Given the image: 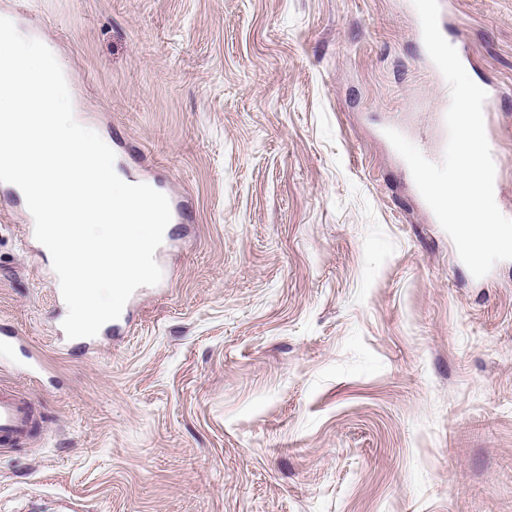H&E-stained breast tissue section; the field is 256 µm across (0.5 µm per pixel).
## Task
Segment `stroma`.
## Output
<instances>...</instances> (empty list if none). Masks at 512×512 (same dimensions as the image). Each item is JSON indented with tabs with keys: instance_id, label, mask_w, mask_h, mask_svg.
Segmentation results:
<instances>
[{
	"instance_id": "1",
	"label": "stroma",
	"mask_w": 512,
	"mask_h": 512,
	"mask_svg": "<svg viewBox=\"0 0 512 512\" xmlns=\"http://www.w3.org/2000/svg\"><path fill=\"white\" fill-rule=\"evenodd\" d=\"M77 122L181 217L125 332L67 307L0 183V360L39 401L0 512H512V260L476 279L391 147L432 149L449 86L403 0H0ZM474 82L512 88V0H453ZM512 211V95L485 116ZM128 317V311L123 309L121 316L114 321H110L106 323L99 333L92 338H79V339H68L64 333V331L59 336V341L61 344H67V343H75L78 346H82L84 348H87L91 345V343L98 337V336H112L114 334H118L123 329L124 324L127 322Z\"/></svg>"
}]
</instances>
